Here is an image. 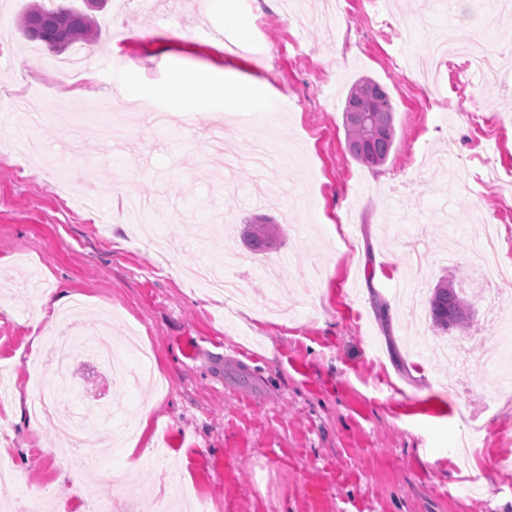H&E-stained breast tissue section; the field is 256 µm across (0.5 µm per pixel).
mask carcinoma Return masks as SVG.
<instances>
[{
	"mask_svg": "<svg viewBox=\"0 0 512 512\" xmlns=\"http://www.w3.org/2000/svg\"><path fill=\"white\" fill-rule=\"evenodd\" d=\"M22 34L30 41L47 42L57 36L61 48L76 42L93 43L99 31L96 22L82 10L59 5L48 8L34 4L19 20ZM356 108L363 117V125L344 123L347 150L356 161L375 166L386 161L395 141L393 109L386 88L370 78H360L351 87L345 108ZM248 248L261 253L273 244V233L262 224H254L246 233ZM434 325L446 331L465 329L470 322L465 303L450 281H441L429 299Z\"/></svg>",
	"mask_w": 512,
	"mask_h": 512,
	"instance_id": "1",
	"label": "carcinoma"
}]
</instances>
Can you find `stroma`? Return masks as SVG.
Instances as JSON below:
<instances>
[{
    "instance_id": "1",
    "label": "stroma",
    "mask_w": 512,
    "mask_h": 512,
    "mask_svg": "<svg viewBox=\"0 0 512 512\" xmlns=\"http://www.w3.org/2000/svg\"><path fill=\"white\" fill-rule=\"evenodd\" d=\"M33 2L0 0V98L18 103L0 113V373L14 390L57 374L50 358L29 361L39 297L26 284L36 276L83 300V326L108 319L117 340L136 329L155 378L128 386L117 403L92 356L70 357L76 411L109 410L93 436L141 432L139 467L109 448L79 494L50 454L67 437L48 420L36 431L13 422L1 404L0 458L19 481L0 489V512H18L28 494L51 512H92L98 500L112 512H154L186 488L211 512H512V400L500 389L499 356L473 338L464 369L448 366L428 305L450 274L471 307L470 333L512 330V293L489 326L487 297L469 280L486 222L499 225V259L512 265V77L455 72L431 86L398 66L454 26L493 47L512 42V18L487 16L483 0H395V17L417 27L404 43L394 28L372 29L367 0H348L330 27L320 21L323 0H303L302 27L288 25L281 0L246 9L242 0H178L164 20L115 13L107 0L93 13L98 77L81 89L53 68L55 51L21 36L19 16ZM118 25L133 35L114 53ZM122 63L138 100L170 113L197 99L191 86L180 100L166 90L198 65L230 86L263 83L282 108L246 130L236 117L252 102H206L189 131L139 124L118 145L88 122L75 147L61 112L38 128L36 146L16 140L14 128L42 111L45 95L125 103L113 76ZM363 76L386 86L394 112V146L374 167L348 154L343 124ZM277 129L302 159L296 177L279 162L260 176L243 167L238 181L260 180L259 196L225 201L226 157L240 154L243 135ZM128 194L156 200L171 220L134 231L121 210ZM258 216L276 227L262 255L238 239ZM170 256L223 269L251 304L226 313L221 297L168 267ZM460 375L468 390L455 386ZM465 435L472 453L463 461Z\"/></svg>"
}]
</instances>
